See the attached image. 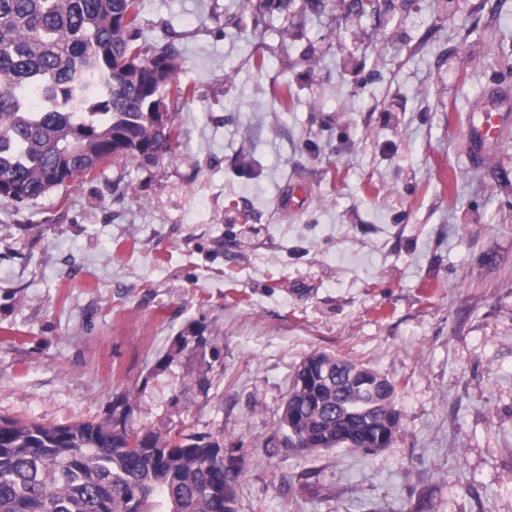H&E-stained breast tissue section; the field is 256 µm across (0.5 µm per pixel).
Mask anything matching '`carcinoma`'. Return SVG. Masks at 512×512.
<instances>
[{"label": "carcinoma", "mask_w": 512, "mask_h": 512, "mask_svg": "<svg viewBox=\"0 0 512 512\" xmlns=\"http://www.w3.org/2000/svg\"><path fill=\"white\" fill-rule=\"evenodd\" d=\"M176 50L143 35L141 0H0V199L37 200L108 160L166 155L181 130L151 112L192 88L173 80ZM330 364L305 387L293 383L287 444L300 450H370L400 421L395 387L374 393L354 373L374 370L319 352ZM112 425L43 426L0 417V512H236L238 471L219 441L182 442Z\"/></svg>", "instance_id": "1"}]
</instances>
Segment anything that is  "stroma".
Masks as SVG:
<instances>
[{
    "label": "stroma",
    "mask_w": 512,
    "mask_h": 512,
    "mask_svg": "<svg viewBox=\"0 0 512 512\" xmlns=\"http://www.w3.org/2000/svg\"><path fill=\"white\" fill-rule=\"evenodd\" d=\"M349 4L143 0L182 135L0 200L1 417L217 438L237 512H512V98L469 137L512 0ZM321 351L395 386L389 448L285 446ZM477 112H480L482 121L479 127L474 132H471V137L477 146H482L488 139L492 137L494 132L496 121L499 118V114L483 101L481 102Z\"/></svg>",
    "instance_id": "stroma-1"
}]
</instances>
